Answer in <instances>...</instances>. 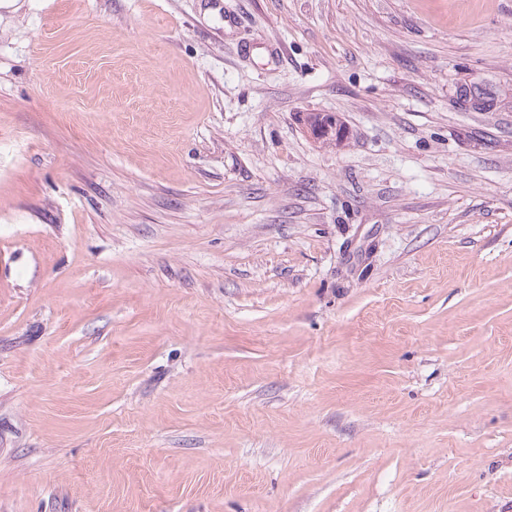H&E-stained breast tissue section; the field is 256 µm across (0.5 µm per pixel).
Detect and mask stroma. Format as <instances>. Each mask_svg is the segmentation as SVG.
Wrapping results in <instances>:
<instances>
[{
	"label": "stroma",
	"mask_w": 512,
	"mask_h": 512,
	"mask_svg": "<svg viewBox=\"0 0 512 512\" xmlns=\"http://www.w3.org/2000/svg\"><path fill=\"white\" fill-rule=\"evenodd\" d=\"M0 512H512V0L0 6ZM300 122L307 130L327 126L328 130L323 135L313 137L323 145L340 147L347 138L346 129L342 121L335 114L325 112H301Z\"/></svg>",
	"instance_id": "1"
}]
</instances>
